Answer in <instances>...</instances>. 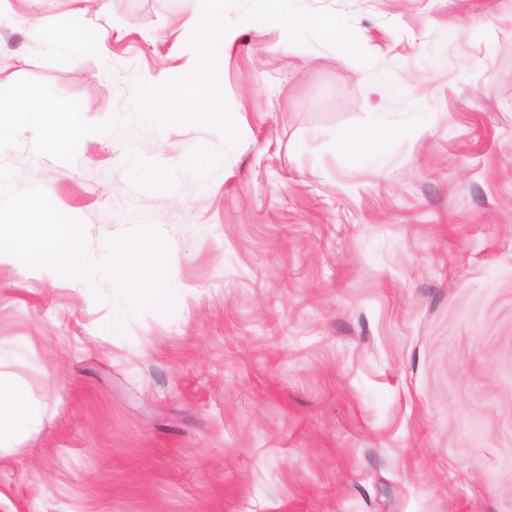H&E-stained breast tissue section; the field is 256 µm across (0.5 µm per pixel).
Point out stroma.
Segmentation results:
<instances>
[{"mask_svg":"<svg viewBox=\"0 0 512 512\" xmlns=\"http://www.w3.org/2000/svg\"><path fill=\"white\" fill-rule=\"evenodd\" d=\"M298 4L373 64L231 7L241 141L201 182L217 130L130 119L136 79L185 74L199 0H0V88L129 120L0 162L93 257L157 225L176 292L118 334L84 282L0 263V391L41 420L0 450V512H512V0ZM36 19L108 49L47 50Z\"/></svg>","mask_w":512,"mask_h":512,"instance_id":"stroma-1","label":"stroma"}]
</instances>
